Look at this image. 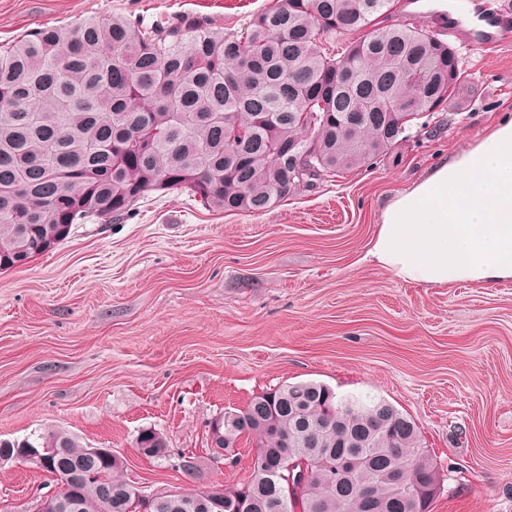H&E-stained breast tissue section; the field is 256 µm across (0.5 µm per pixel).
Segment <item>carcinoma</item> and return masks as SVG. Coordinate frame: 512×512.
<instances>
[{"instance_id":"cac0c4a2","label":"carcinoma","mask_w":512,"mask_h":512,"mask_svg":"<svg viewBox=\"0 0 512 512\" xmlns=\"http://www.w3.org/2000/svg\"><path fill=\"white\" fill-rule=\"evenodd\" d=\"M400 0H276L226 35L187 17L168 26L126 16L85 17L0 45V271L53 250L75 224H110L157 192L186 190L217 212L261 213L315 183L368 166L406 138L414 120L444 107L464 74L448 42ZM404 21L389 24L394 12ZM359 37L353 41L347 36ZM354 63L336 92V68ZM425 76L414 88L404 70ZM360 117L340 126L346 115ZM293 147L301 177L280 155ZM246 438L257 459L246 483L224 489L222 507L191 493L194 512H430L443 476L409 415L389 401L344 398L327 384L267 389L211 422L207 445L229 458ZM143 456L192 474L194 453H168L143 437ZM53 448L40 470L85 478L73 494L84 512H189L180 496L161 509L138 498L118 453L86 455L63 429L7 440ZM351 453L340 474L327 463ZM307 459L300 504L270 473ZM407 485L397 483L398 472Z\"/></svg>"}]
</instances>
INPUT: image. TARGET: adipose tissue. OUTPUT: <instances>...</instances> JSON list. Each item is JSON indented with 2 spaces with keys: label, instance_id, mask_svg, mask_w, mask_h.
Segmentation results:
<instances>
[{
  "label": "adipose tissue",
  "instance_id": "1",
  "mask_svg": "<svg viewBox=\"0 0 512 512\" xmlns=\"http://www.w3.org/2000/svg\"><path fill=\"white\" fill-rule=\"evenodd\" d=\"M367 255L426 286L512 279V115L395 195Z\"/></svg>",
  "mask_w": 512,
  "mask_h": 512
}]
</instances>
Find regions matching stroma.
<instances>
[{"mask_svg":"<svg viewBox=\"0 0 512 512\" xmlns=\"http://www.w3.org/2000/svg\"><path fill=\"white\" fill-rule=\"evenodd\" d=\"M271 3L0 0V44L88 15L197 16L231 34ZM457 51L465 73L449 106L368 167L261 213L158 193L0 271V439L61 428L121 454L148 490L229 487L247 480L255 450L208 454L210 422L313 380L415 420L444 477L431 512H512V280L428 287L365 258L394 195L512 114V45ZM145 427L171 453L196 451L200 471L141 456ZM57 487L29 464L0 463L1 504Z\"/></svg>","mask_w":512,"mask_h":512,"instance_id":"1","label":"stroma"}]
</instances>
